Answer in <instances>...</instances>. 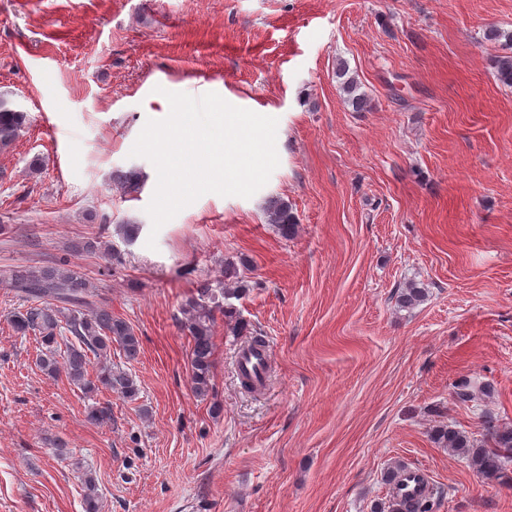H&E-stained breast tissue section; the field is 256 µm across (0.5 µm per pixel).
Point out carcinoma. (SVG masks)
<instances>
[{"instance_id":"1","label":"carcinoma","mask_w":512,"mask_h":512,"mask_svg":"<svg viewBox=\"0 0 512 512\" xmlns=\"http://www.w3.org/2000/svg\"><path fill=\"white\" fill-rule=\"evenodd\" d=\"M496 69L499 81L512 85V56L500 57ZM337 73L344 79L343 90L354 108L358 111L366 108L367 98L359 92L358 81L348 75L346 65L340 64ZM27 123V112L7 98L0 97V150L12 146ZM112 182L124 191L134 193L140 189L141 173L135 168L117 170L112 173ZM266 213L268 223L275 225L283 237L294 234L298 221L288 201L271 198ZM8 284L25 299L23 309L11 314L8 322L18 334L36 337L42 348L39 366L46 375L56 377L63 373L71 383L88 392L98 383L124 399L136 396L133 380L127 373L112 369L109 359L114 345L127 359H136L140 352V339L125 320L112 316L80 271L57 265L31 266L11 271ZM228 296V290H216L211 284L203 283L182 307V328L192 339V384L200 397L212 390L215 311L228 318L233 317L232 308L224 307ZM424 296V289L414 285L401 292L399 302L408 307L421 302ZM60 350L63 357L59 360L57 354ZM93 359L100 364L94 382L88 379V366ZM485 427L488 440L484 444L450 426L438 430L435 440L443 447L468 457L485 478L502 479L506 464L512 460V427L498 425L490 417L485 420ZM83 483L85 512H99L94 477L84 475ZM433 496L431 492L409 503L392 493L391 512H429Z\"/></svg>"}]
</instances>
